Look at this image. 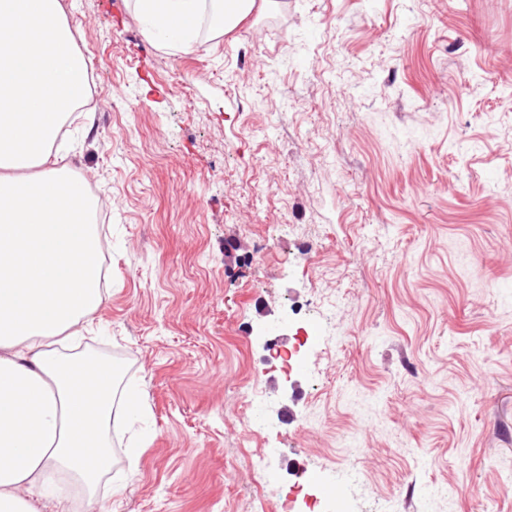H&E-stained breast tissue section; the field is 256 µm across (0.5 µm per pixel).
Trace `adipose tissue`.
<instances>
[{"label": "adipose tissue", "mask_w": 512, "mask_h": 512, "mask_svg": "<svg viewBox=\"0 0 512 512\" xmlns=\"http://www.w3.org/2000/svg\"><path fill=\"white\" fill-rule=\"evenodd\" d=\"M152 36L187 44L204 0H134ZM89 96L61 0H0V512L95 505L110 427L143 413L121 370L71 355L104 301L95 202L63 126Z\"/></svg>", "instance_id": "adipose-tissue-1"}]
</instances>
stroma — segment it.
Segmentation results:
<instances>
[{
  "label": "stroma",
  "instance_id": "stroma-1",
  "mask_svg": "<svg viewBox=\"0 0 512 512\" xmlns=\"http://www.w3.org/2000/svg\"><path fill=\"white\" fill-rule=\"evenodd\" d=\"M61 3L108 213L78 346L144 408L96 512H299V471L349 512H512V0H270L187 48Z\"/></svg>",
  "mask_w": 512,
  "mask_h": 512
}]
</instances>
